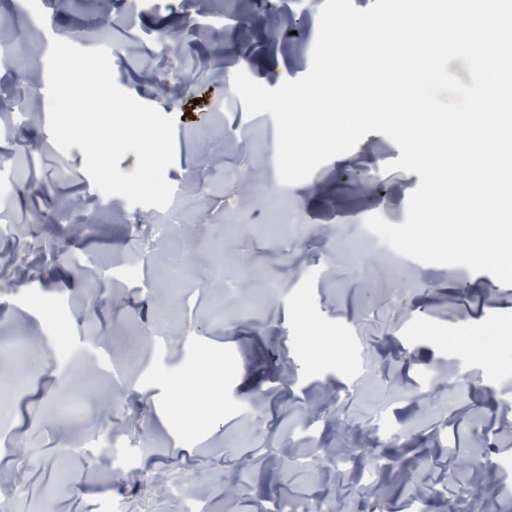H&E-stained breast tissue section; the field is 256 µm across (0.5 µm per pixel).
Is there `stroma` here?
Instances as JSON below:
<instances>
[{"label":"stroma","instance_id":"stroma-1","mask_svg":"<svg viewBox=\"0 0 512 512\" xmlns=\"http://www.w3.org/2000/svg\"><path fill=\"white\" fill-rule=\"evenodd\" d=\"M225 29H214L197 0H164L133 12L115 29L124 0H45L62 40L78 47L125 49L112 59L116 84L175 120L174 161L165 178L193 201L198 243L183 247L180 226L150 251L129 252L136 225L151 208L96 189L79 148L61 152L47 119L27 124L33 91L47 88L51 39L33 34L14 0H0V40L17 43L31 66L0 75V336L24 332L47 345L68 343L65 363L53 356L0 357V375L23 373L0 426V505L8 512H100L116 498L119 512H308L323 496L331 512H504L496 494L512 493V344L495 359L466 354L459 339L485 326L512 329V286L463 266L394 265L386 243H368L365 219L381 214L401 224L418 174L385 166L399 148L380 133L330 160L308 190L282 184L276 125L249 116L226 79L245 70L266 87L310 69L325 0H272L270 9L223 0ZM303 28L301 38L273 37L270 11ZM224 95L217 127L197 88ZM267 180L241 184L253 161ZM373 172L374 198L356 191V175ZM24 186L15 193L13 182ZM84 201L65 211L63 197ZM288 215L289 235L276 221ZM181 266L179 285L168 267ZM104 269V293L93 292L92 268ZM226 300L223 323L209 313ZM304 321H284V309ZM461 365L439 387L441 367ZM197 366L219 372L197 396L172 393L166 376ZM83 394L72 420L58 404ZM220 405L194 408L195 397ZM492 452L466 468L475 436ZM117 438L135 471L103 473L95 450ZM348 454L344 473L324 466L326 449ZM376 467L377 497L366 472Z\"/></svg>","mask_w":512,"mask_h":512}]
</instances>
